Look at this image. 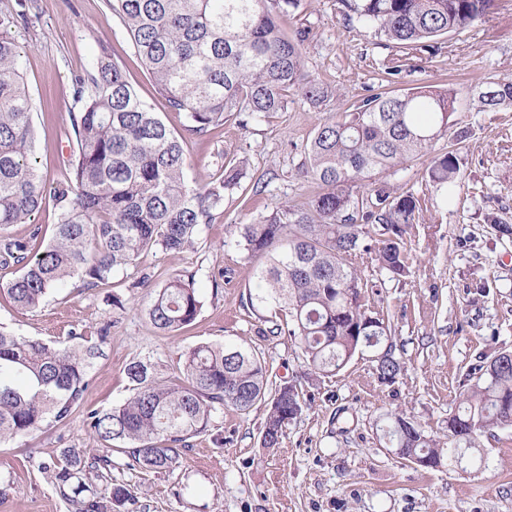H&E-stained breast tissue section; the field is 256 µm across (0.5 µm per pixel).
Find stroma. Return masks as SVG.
<instances>
[{
    "label": "stroma",
    "instance_id": "35a3bbf8",
    "mask_svg": "<svg viewBox=\"0 0 512 512\" xmlns=\"http://www.w3.org/2000/svg\"><path fill=\"white\" fill-rule=\"evenodd\" d=\"M286 33L309 29L302 46L306 72L341 92L315 105L292 95L285 111L247 126L229 123L205 136L186 138L191 187L218 180L225 156L246 162L241 185L226 195L212 223L202 225L187 259L198 270L204 306L197 320L173 333L156 329L145 314L148 298L138 282L162 285L180 265L161 252H143L136 266L113 273L105 284L74 292L61 289L33 311L0 295V326L18 336L52 343L77 334L105 336L92 361L79 408L66 424L0 444V512H66L37 463L63 449L90 454L104 447L87 432V411L107 410L130 394L126 366L139 358L172 373L182 352L201 343L247 342L261 351L273 376L297 379L304 394L301 415L280 447L261 445L265 411L225 410L223 445L193 440L173 473L135 478L136 512H512V428H494L478 440L481 468L450 464L431 469L396 457L378 426L385 413L412 417L426 433L448 431L457 411L458 385L480 356L512 350V240L500 238L488 215L512 224V112H481L475 85L512 79V0H495L482 21L438 39L436 51H405L377 28L341 15L336 0H303L285 16ZM33 100L36 154L48 184L64 179L63 157L74 136L73 81L107 45L127 81L172 128L170 112L136 56L120 19L106 0H36L15 32ZM396 75H389V68ZM450 86L456 113L468 135L460 143L461 192L447 205L425 181L428 157L383 175L394 193L412 192L421 210L407 230L409 272L394 279L373 255L358 266L369 283L365 301L389 318L402 357L394 382H382L372 351L355 355L336 374L304 377L293 339L264 332L272 308L244 309L254 288L253 260L238 244L236 225L256 221L275 204L305 202L315 191L302 171L316 126L380 89L399 92ZM261 193H253L257 178ZM122 308H114L113 299Z\"/></svg>",
    "mask_w": 512,
    "mask_h": 512
}]
</instances>
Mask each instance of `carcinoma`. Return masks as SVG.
<instances>
[{
    "mask_svg": "<svg viewBox=\"0 0 512 512\" xmlns=\"http://www.w3.org/2000/svg\"><path fill=\"white\" fill-rule=\"evenodd\" d=\"M120 16L158 92L184 130L204 136L229 121L244 127L287 107L294 92L319 103L327 89L304 71L306 30L286 35L283 16L303 0H107ZM357 18L406 47L485 18L493 0H339ZM20 9L0 12V268L14 276L0 287L20 309L34 310L61 288H94L117 269L133 266L141 252L158 249L185 256L200 227L209 224L225 194L240 184L244 160H224L223 176L203 189L187 182L181 133L168 126L100 48L74 82L78 110L70 113L76 147L66 185L52 195L35 157L33 102L22 74L13 32L27 22ZM482 111L512 108V79L475 88ZM455 91L427 87L384 91L362 99L351 112L325 120L308 146L304 177L320 191L303 204L281 203L251 224L237 225L238 243L264 263L254 268L256 292L246 306L271 305L284 313L279 333L297 340L315 374H334L359 352L385 353L379 379L401 372L391 324L363 303L356 258L374 252L392 277L408 269L404 239L420 202L411 193L365 190V180L413 158L432 155L429 184L451 200L460 189L461 158L455 142ZM448 139V150L432 154ZM52 198L57 212L49 239L36 226L26 238L8 233L30 224ZM378 227L379 246L367 242ZM197 269L186 264L149 291L146 314L164 333L195 322L203 300ZM88 350L70 341L49 345L0 330V441L63 424L89 382ZM132 395L108 410L86 414V427L110 453L86 455L65 448L40 461L38 471L67 512H128L134 488L112 471L174 472L189 440L216 427L224 410L248 414L265 408L261 443L279 447L302 412L301 388L270 376L262 352L248 343H200L180 356L177 374L163 375L149 360L125 369ZM458 412L448 434L434 438L401 413L382 419L387 447L418 459L458 465L482 461L477 438L512 427V351L501 350L470 368L456 396Z\"/></svg>",
    "mask_w": 512,
    "mask_h": 512,
    "instance_id": "carcinoma-1",
    "label": "carcinoma"
}]
</instances>
